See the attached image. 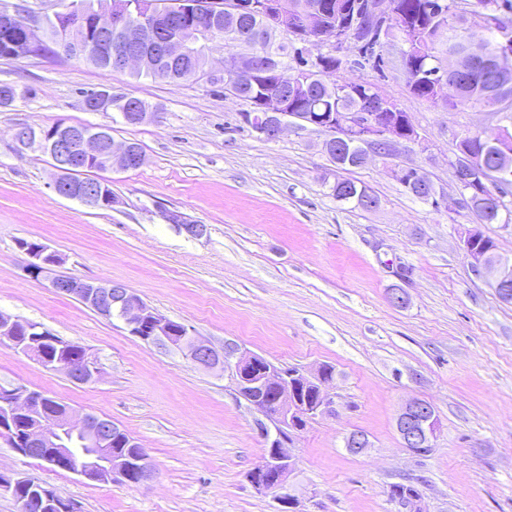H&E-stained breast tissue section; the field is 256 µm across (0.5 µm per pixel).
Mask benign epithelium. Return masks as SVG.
Returning <instances> with one entry per match:
<instances>
[{
    "mask_svg": "<svg viewBox=\"0 0 512 512\" xmlns=\"http://www.w3.org/2000/svg\"><path fill=\"white\" fill-rule=\"evenodd\" d=\"M186 7V25L194 35L211 36L223 29L237 38L238 50L222 59V68L211 64L194 67L196 77L213 86L224 85L231 79L252 81L259 75L275 78L278 90L271 92L257 112L248 115L254 132L266 140H277L286 128V115L281 90L298 85L303 74L329 77L342 71L348 62L342 47L354 40V30L329 28L323 22L320 0H299L295 17L283 11L281 0H234L227 6L222 0H183L174 7L175 13L154 6L152 0H109L91 11L79 3L64 5L57 15L66 20V26L54 44V53L67 57H82L102 61L106 69L155 70L159 68L157 51L149 38L168 27L181 16ZM259 14L267 31L286 34L297 47V53H306L299 70L285 68L276 60L267 61L259 52L260 43L252 29L242 19ZM45 16L32 9L15 5L0 15V28L18 30V40L5 46L13 58L34 53L46 31ZM188 39L181 34L169 37L163 45L165 63L180 67L193 64L188 59ZM486 57L484 46L475 41L468 51L448 59V72H437L434 100H448L447 89L454 91L453 102L464 106L458 84L448 82L447 74L459 77L467 73L472 62ZM122 106L123 117L131 125H138L159 113L147 112L139 100L115 95L103 88L83 100L87 112H110L112 101ZM387 99L378 88L368 99L367 112H306L296 122L299 129L311 128L324 135L326 153L349 155L352 147H361L355 163L365 164L372 157L392 158L404 143H415L427 148L426 140L413 125L408 113L387 112ZM20 151H39L48 155L59 177L54 190L61 196L96 208H110L117 199L107 193L110 181L103 177L83 182L65 178L75 170L91 169L104 172L114 168L130 170L144 163V154L126 141L116 143L104 128L85 129L75 125L56 124L36 130L21 125L13 133ZM500 154L512 157V129L499 126V133L490 138ZM460 194H465L463 182L482 177L478 159L464 147L449 161ZM414 185L422 197L430 202L441 198L426 173L419 169ZM339 199L356 198L365 210L379 206L369 191L354 194L345 187L336 190ZM169 220L191 237H202L207 232L204 224L185 221L172 213ZM481 231L469 230L463 239V250L472 267L498 290L500 299L512 298V261L502 259L496 250L478 243ZM17 248L28 257L27 271L35 279H46L51 288L73 296L105 318L117 316L125 322L131 335L163 349L175 348L186 358L204 369H219L234 385L239 396L249 394L247 403L262 417L259 434L264 453L259 464L249 473V481L261 494L270 495L278 504L276 512H292L295 505L290 478L296 471V458L288 445L291 436L303 431L311 419L336 415V399L325 379L323 368L306 371L285 369L265 357L247 351L234 342H227L217 350L194 336L186 325L176 324L144 303L124 285L91 281L74 274H61L58 267L63 258L41 242L17 241ZM0 344H8L19 352L35 358L44 367L64 372L77 384L96 380L98 368L88 352L80 360L69 354L73 342L65 340L39 323L21 320L0 312ZM55 347L52 358L45 357V346ZM47 396L24 387H0V438L23 457L31 456V449L41 448L52 464L75 473L89 481L119 482L140 485L154 476L145 449L112 420L86 414L74 415L71 407L60 402L54 409L47 408ZM396 427L404 448L414 452L431 448L439 429L434 407L426 400L412 398L400 409ZM0 491L10 493L20 504V512H79L75 504L65 500L48 485L34 479L0 474ZM398 512H424L422 498L413 493L395 499Z\"/></svg>",
    "mask_w": 512,
    "mask_h": 512,
    "instance_id": "1",
    "label": "benign epithelium"
}]
</instances>
